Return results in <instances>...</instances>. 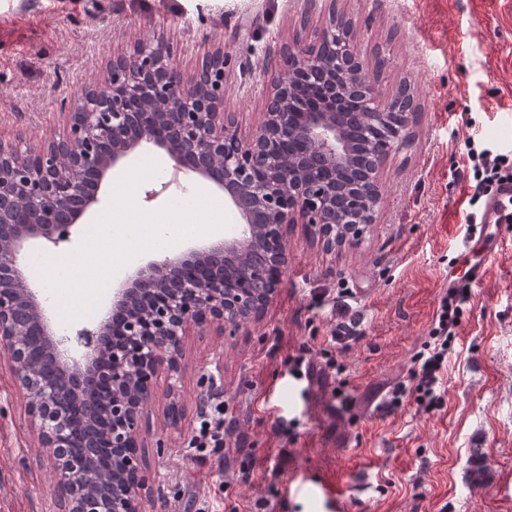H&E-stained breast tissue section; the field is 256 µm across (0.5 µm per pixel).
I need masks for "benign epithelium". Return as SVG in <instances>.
Returning <instances> with one entry per match:
<instances>
[{
  "label": "benign epithelium",
  "mask_w": 512,
  "mask_h": 512,
  "mask_svg": "<svg viewBox=\"0 0 512 512\" xmlns=\"http://www.w3.org/2000/svg\"><path fill=\"white\" fill-rule=\"evenodd\" d=\"M355 28L333 9L315 43L281 48L248 136L236 113L224 111L230 52L213 48L185 76L170 47L139 43L63 101V134L25 149L0 142V215L10 216L0 224V348L37 447L51 460L62 512H144L140 423L154 378L163 368L179 379L191 329L233 335L261 321L288 269L289 225L317 226L332 248L336 228L348 226L345 245L376 223L381 171L410 144L417 100L410 85L387 97L376 91ZM144 144L174 163H197L200 175L228 191L224 204L240 225L159 254L113 289L94 329L63 337L23 274L26 251L68 241L103 181ZM78 421L87 423L89 445L112 449L107 471L72 452ZM99 473L109 484L104 499L93 488Z\"/></svg>",
  "instance_id": "benign-epithelium-1"
}]
</instances>
